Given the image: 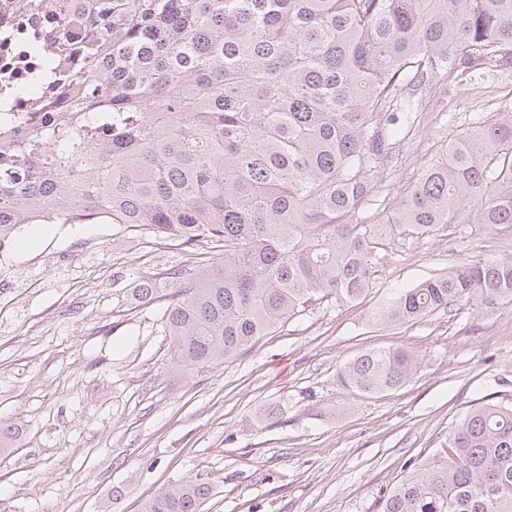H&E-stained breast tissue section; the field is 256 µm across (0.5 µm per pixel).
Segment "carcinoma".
<instances>
[{
  "label": "carcinoma",
  "mask_w": 512,
  "mask_h": 512,
  "mask_svg": "<svg viewBox=\"0 0 512 512\" xmlns=\"http://www.w3.org/2000/svg\"><path fill=\"white\" fill-rule=\"evenodd\" d=\"M52 0L42 59L56 92L12 87L48 112L19 139L0 114V242L23 224L107 218L198 256L171 269L161 322L173 358L204 369L327 303L364 298L402 236L466 215L512 234V109L448 143L395 208L355 219L392 174L389 111L438 73L512 68V0ZM12 14L41 0H0ZM138 276L134 298H156ZM476 299L512 303V254L461 262L373 312L401 326ZM411 349L337 369L367 394L414 374ZM0 421V450L18 440ZM188 480L144 512H203ZM375 512H512V398L478 403L448 447L412 467Z\"/></svg>",
  "instance_id": "carcinoma-1"
}]
</instances>
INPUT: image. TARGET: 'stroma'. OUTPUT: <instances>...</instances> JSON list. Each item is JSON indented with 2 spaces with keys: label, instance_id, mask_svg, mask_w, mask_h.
Listing matches in <instances>:
<instances>
[{
  "label": "stroma",
  "instance_id": "1",
  "mask_svg": "<svg viewBox=\"0 0 512 512\" xmlns=\"http://www.w3.org/2000/svg\"><path fill=\"white\" fill-rule=\"evenodd\" d=\"M512 68L431 78L395 148L391 179L364 210L398 204L458 135L507 103ZM25 224L0 246V512H142L195 478L204 512H374L379 495L444 446L472 404L512 397V303L469 301L405 326L371 312L460 260L512 252V235L466 217L406 238L366 298L321 305L245 354L204 370L174 363L140 274L193 264L189 252L106 221ZM35 240L27 249L18 241ZM419 358L403 386L344 387L337 367L370 348Z\"/></svg>",
  "mask_w": 512,
  "mask_h": 512
}]
</instances>
